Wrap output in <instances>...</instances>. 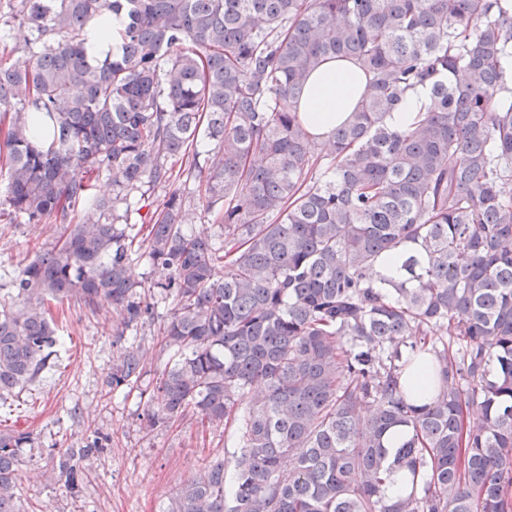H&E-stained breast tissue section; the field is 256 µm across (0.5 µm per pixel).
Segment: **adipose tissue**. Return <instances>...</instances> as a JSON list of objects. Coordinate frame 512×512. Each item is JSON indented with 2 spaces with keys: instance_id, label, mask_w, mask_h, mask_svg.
Returning <instances> with one entry per match:
<instances>
[{
  "instance_id": "ef3b65f1",
  "label": "adipose tissue",
  "mask_w": 512,
  "mask_h": 512,
  "mask_svg": "<svg viewBox=\"0 0 512 512\" xmlns=\"http://www.w3.org/2000/svg\"><path fill=\"white\" fill-rule=\"evenodd\" d=\"M364 84L362 73L344 60L324 63L314 71L300 104L311 135L325 141L336 125L348 119L361 100Z\"/></svg>"
}]
</instances>
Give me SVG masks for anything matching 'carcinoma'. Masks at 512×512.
Masks as SVG:
<instances>
[{"instance_id":"1","label":"carcinoma","mask_w":512,"mask_h":512,"mask_svg":"<svg viewBox=\"0 0 512 512\" xmlns=\"http://www.w3.org/2000/svg\"><path fill=\"white\" fill-rule=\"evenodd\" d=\"M14 11L38 51L0 63V213L63 233L0 301V404L56 367L51 302L111 308L118 340L154 315L128 274L139 252L173 303L143 429L192 413L234 427L241 448L232 482L216 460L165 512H512V95H501L512 0H16ZM114 17L117 51L89 59L90 24ZM336 59L367 82L326 150L299 105ZM417 86L423 112L391 127ZM100 169L119 188L110 200L78 177ZM192 179L224 229L218 247L185 227L176 184ZM145 184L168 192L142 216L130 192ZM119 202L145 237L109 221ZM87 204L98 217L70 223ZM397 251L404 278L379 275ZM148 354L125 347L110 389L134 388ZM417 362L433 370L422 405L405 386ZM400 426L412 489L391 500L384 438ZM28 443L0 431V512H19ZM109 444L95 434L60 457L66 489L80 491Z\"/></svg>"}]
</instances>
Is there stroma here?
<instances>
[{
    "mask_svg": "<svg viewBox=\"0 0 512 512\" xmlns=\"http://www.w3.org/2000/svg\"><path fill=\"white\" fill-rule=\"evenodd\" d=\"M12 0H0V57L25 58L30 33L11 14ZM62 226L46 219L38 224L0 222V275L17 269L35 252L49 246ZM154 317L136 331L138 342L154 349L138 390L109 394L108 375L120 350L113 343L112 316L91 315L70 299L54 310L64 346L59 365L32 399L6 410L0 408V431L29 433L19 471L20 506L31 512H162L169 498L185 483L203 475L216 459L235 462L237 448L227 442L220 425H204L187 416L173 427L146 432L142 427L148 395L168 361L159 350V328L170 314L153 284L157 276L139 257L130 263ZM100 432L112 439L109 448L86 470L83 489L74 495L63 482L53 481L60 456L85 445Z\"/></svg>",
    "mask_w": 512,
    "mask_h": 512,
    "instance_id": "1",
    "label": "stroma"
}]
</instances>
